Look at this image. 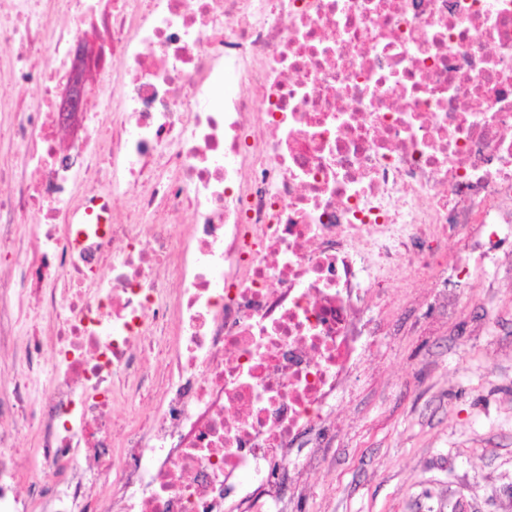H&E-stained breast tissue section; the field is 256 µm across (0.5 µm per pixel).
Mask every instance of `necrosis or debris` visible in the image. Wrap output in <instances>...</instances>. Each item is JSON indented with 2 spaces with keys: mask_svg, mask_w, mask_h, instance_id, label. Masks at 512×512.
Here are the masks:
<instances>
[{
  "mask_svg": "<svg viewBox=\"0 0 512 512\" xmlns=\"http://www.w3.org/2000/svg\"><path fill=\"white\" fill-rule=\"evenodd\" d=\"M194 2L0 12V88L35 91L0 154V512H286L390 309L425 279L461 316L449 270L512 234V0Z\"/></svg>",
  "mask_w": 512,
  "mask_h": 512,
  "instance_id": "obj_1",
  "label": "necrosis or debris"
}]
</instances>
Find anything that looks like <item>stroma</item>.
<instances>
[{
    "instance_id": "obj_1",
    "label": "stroma",
    "mask_w": 512,
    "mask_h": 512,
    "mask_svg": "<svg viewBox=\"0 0 512 512\" xmlns=\"http://www.w3.org/2000/svg\"><path fill=\"white\" fill-rule=\"evenodd\" d=\"M459 290L430 333L396 313L288 512H512V275L488 261Z\"/></svg>"
}]
</instances>
